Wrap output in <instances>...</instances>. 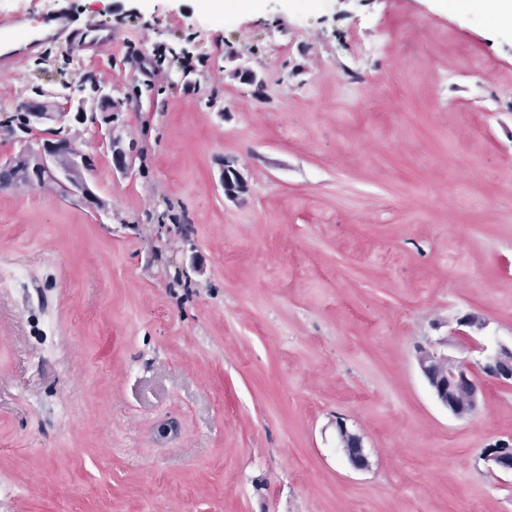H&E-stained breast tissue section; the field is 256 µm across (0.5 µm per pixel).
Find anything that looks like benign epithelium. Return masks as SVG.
<instances>
[{
  "label": "benign epithelium",
  "instance_id": "benign-epithelium-1",
  "mask_svg": "<svg viewBox=\"0 0 512 512\" xmlns=\"http://www.w3.org/2000/svg\"><path fill=\"white\" fill-rule=\"evenodd\" d=\"M23 112L24 120L31 128L48 122L61 124L68 116L66 112H51L46 103L35 100L27 102ZM108 137L113 166L123 172L127 168V153L114 130L108 131ZM15 165L26 170V178L1 177V191L20 185H62L73 196L95 200L83 174L88 169L86 155L78 151L65 135L43 144L36 153L22 152ZM457 323L466 328L464 334L470 342L468 350L476 357L471 360L449 355L448 338L444 337L419 347L417 363L436 403L457 418H469L479 409L486 383L512 385V345L484 335L487 323L476 315L466 314L458 318ZM336 433L349 464L357 470L367 469L369 460L361 436L350 431L342 420L336 421ZM482 459L493 473H512V437L500 439L492 447L484 449Z\"/></svg>",
  "mask_w": 512,
  "mask_h": 512
}]
</instances>
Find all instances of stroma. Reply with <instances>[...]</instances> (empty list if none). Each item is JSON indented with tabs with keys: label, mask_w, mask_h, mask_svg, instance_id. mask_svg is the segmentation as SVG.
<instances>
[{
	"label": "stroma",
	"mask_w": 512,
	"mask_h": 512,
	"mask_svg": "<svg viewBox=\"0 0 512 512\" xmlns=\"http://www.w3.org/2000/svg\"><path fill=\"white\" fill-rule=\"evenodd\" d=\"M19 3L112 44L0 67V165L57 137L15 134L27 100L65 110L63 84L90 76L115 108L68 122L98 205L0 192V512H512V474L481 458L512 435V386L458 419L416 361L440 337L466 357L467 313L512 342V18L473 0ZM112 133L135 146L127 172ZM336 433L349 464L357 470L367 469L369 460L365 454L361 436L351 432L343 420H336ZM348 437L349 440L347 441Z\"/></svg>",
	"instance_id": "1"
}]
</instances>
